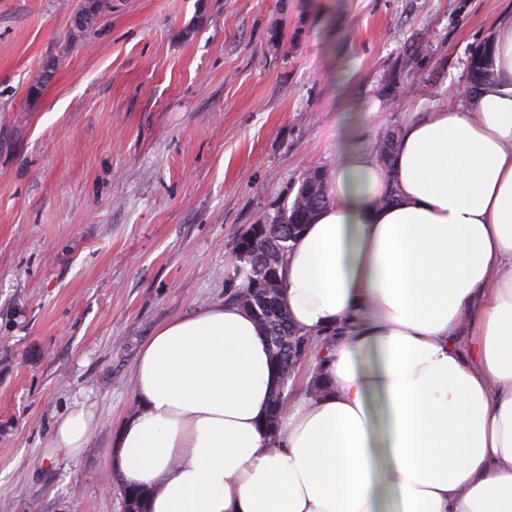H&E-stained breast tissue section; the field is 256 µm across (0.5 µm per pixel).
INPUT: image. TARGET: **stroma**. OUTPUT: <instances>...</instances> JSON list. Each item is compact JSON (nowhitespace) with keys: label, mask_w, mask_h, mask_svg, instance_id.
Here are the masks:
<instances>
[{"label":"stroma","mask_w":512,"mask_h":512,"mask_svg":"<svg viewBox=\"0 0 512 512\" xmlns=\"http://www.w3.org/2000/svg\"><path fill=\"white\" fill-rule=\"evenodd\" d=\"M0 0V512H124L107 480L163 323L340 150L465 100L512 0ZM412 66H405L406 55ZM98 426L43 457L72 405Z\"/></svg>","instance_id":"obj_1"}]
</instances>
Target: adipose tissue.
I'll list each match as a JSON object with an SVG mask.
<instances>
[{"mask_svg": "<svg viewBox=\"0 0 512 512\" xmlns=\"http://www.w3.org/2000/svg\"><path fill=\"white\" fill-rule=\"evenodd\" d=\"M492 48L495 81L412 119L391 165L340 151L279 271L296 327L334 338L279 440L278 373L238 305L144 343L110 473L147 512H378L386 487L400 512H512V19ZM96 427L73 407L45 459L78 457Z\"/></svg>", "mask_w": 512, "mask_h": 512, "instance_id": "adipose-tissue-1", "label": "adipose tissue"}]
</instances>
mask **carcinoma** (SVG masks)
<instances>
[{"label":"carcinoma","instance_id":"cac0c4a2","mask_svg":"<svg viewBox=\"0 0 512 512\" xmlns=\"http://www.w3.org/2000/svg\"><path fill=\"white\" fill-rule=\"evenodd\" d=\"M495 77L492 48H478L469 60L468 92L478 94ZM397 132L391 130L376 146L379 160L391 161ZM327 176L314 169L303 177L291 205L278 210L265 222V232L254 242L237 239L231 265L234 286L230 298L256 321L268 344L271 358L284 380L282 390L273 394L266 429L271 438L278 436L283 409L288 405V384L296 364L305 353L312 337L300 332L288 310L279 269L290 248V242L303 230V225L329 203L326 194Z\"/></svg>","mask_w":512,"mask_h":512}]
</instances>
